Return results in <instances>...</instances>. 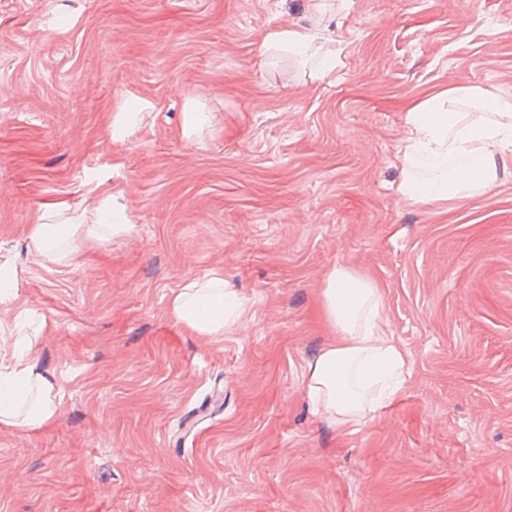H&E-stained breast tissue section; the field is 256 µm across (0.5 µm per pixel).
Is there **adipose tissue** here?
Wrapping results in <instances>:
<instances>
[{
  "label": "adipose tissue",
  "instance_id": "ef3b65f1",
  "mask_svg": "<svg viewBox=\"0 0 512 512\" xmlns=\"http://www.w3.org/2000/svg\"><path fill=\"white\" fill-rule=\"evenodd\" d=\"M265 48L313 62L315 76L336 68L335 53L322 49L308 29L280 28L269 33ZM469 158L467 166L449 169V158ZM512 156V98L460 83L414 105L407 113L401 163L402 197L424 204L456 196L484 194ZM433 173L423 178L422 165ZM111 194L100 196L92 220L76 208L45 209L30 226L28 246L56 265L69 264L82 246L105 240L113 230ZM381 298L374 281L345 267L328 272L322 313L337 336L309 364L304 381L308 398L329 420L343 426L365 423L377 401L396 393L395 376L404 357L379 324ZM240 296L223 275L209 273L188 281L174 295L170 313L201 338L223 335L240 315ZM62 384L29 350L0 364V427L38 429L56 420Z\"/></svg>",
  "mask_w": 512,
  "mask_h": 512
}]
</instances>
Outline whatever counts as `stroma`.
<instances>
[{
    "mask_svg": "<svg viewBox=\"0 0 512 512\" xmlns=\"http://www.w3.org/2000/svg\"><path fill=\"white\" fill-rule=\"evenodd\" d=\"M309 0H0V262L43 318L63 414L0 427V512H512V158L483 195L401 197L406 113L460 82L512 96V0H346L315 78L263 43ZM211 116L192 142L191 105ZM138 113L129 132L112 118ZM122 231L71 264L33 217L99 188ZM372 278L405 358L365 423L303 381L334 266ZM223 273V337L169 311Z\"/></svg>",
    "mask_w": 512,
    "mask_h": 512,
    "instance_id": "1",
    "label": "stroma"
}]
</instances>
